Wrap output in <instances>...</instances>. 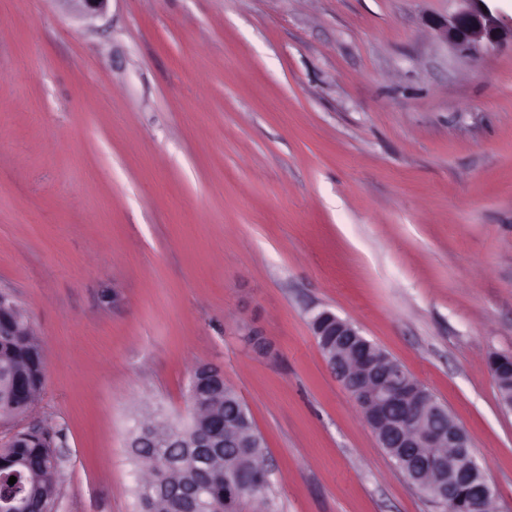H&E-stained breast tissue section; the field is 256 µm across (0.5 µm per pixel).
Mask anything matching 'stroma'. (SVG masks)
Segmentation results:
<instances>
[{
	"label": "stroma",
	"instance_id": "35a3bbf8",
	"mask_svg": "<svg viewBox=\"0 0 512 512\" xmlns=\"http://www.w3.org/2000/svg\"><path fill=\"white\" fill-rule=\"evenodd\" d=\"M459 0H0V293L38 336L24 426L56 512H137L126 439L220 369L277 512H438L312 333L329 310L468 432L512 512V42L443 39ZM258 330L253 351L242 325Z\"/></svg>",
	"mask_w": 512,
	"mask_h": 512
}]
</instances>
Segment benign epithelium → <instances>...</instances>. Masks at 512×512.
I'll use <instances>...</instances> for the list:
<instances>
[{"label": "benign epithelium", "instance_id": "1", "mask_svg": "<svg viewBox=\"0 0 512 512\" xmlns=\"http://www.w3.org/2000/svg\"><path fill=\"white\" fill-rule=\"evenodd\" d=\"M90 16L106 13L109 0H70ZM466 6L449 21L435 26L457 49L475 55L483 48L512 39L492 12H484L485 0H463ZM330 325L342 344L330 355L332 373L353 397L373 430L381 448H446L448 457L432 459L410 480L424 476L421 486L441 504L462 503L464 512H486L494 490L472 452L467 431L448 409L430 395L407 369L379 350L351 321L324 310L313 320V335ZM251 347L268 353L262 335L249 325L241 327Z\"/></svg>", "mask_w": 512, "mask_h": 512}]
</instances>
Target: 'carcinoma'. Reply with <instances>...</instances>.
<instances>
[{
  "label": "carcinoma",
  "mask_w": 512,
  "mask_h": 512,
  "mask_svg": "<svg viewBox=\"0 0 512 512\" xmlns=\"http://www.w3.org/2000/svg\"><path fill=\"white\" fill-rule=\"evenodd\" d=\"M13 335L0 336V422L9 423L28 413L45 381L43 349L38 337L18 307L9 305ZM197 384L188 393L189 414L202 429L224 432L225 424L251 415L234 392L215 390L206 371H195ZM154 445L130 449L143 478L137 482L135 497L140 512H179L175 491L184 483L199 481L202 512H225L224 475L236 469L264 462V446L237 448H170L167 418L157 411L141 416ZM55 433L49 428L21 429L0 448V512H21L34 505L51 512L58 499L59 466L54 457ZM16 477L9 484L10 477ZM268 485L240 488L237 505L251 499L258 512H274L267 495Z\"/></svg>",
  "instance_id": "carcinoma-1"
}]
</instances>
